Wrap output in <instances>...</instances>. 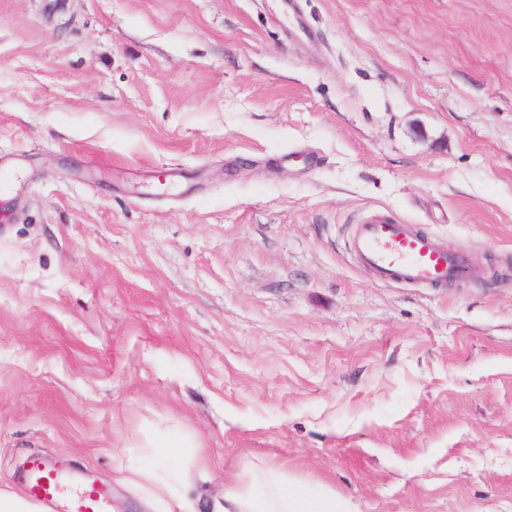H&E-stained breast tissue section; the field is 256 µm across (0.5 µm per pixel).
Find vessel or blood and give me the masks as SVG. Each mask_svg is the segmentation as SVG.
Instances as JSON below:
<instances>
[{
	"instance_id": "b4317fda",
	"label": "vessel or blood",
	"mask_w": 512,
	"mask_h": 512,
	"mask_svg": "<svg viewBox=\"0 0 512 512\" xmlns=\"http://www.w3.org/2000/svg\"><path fill=\"white\" fill-rule=\"evenodd\" d=\"M351 251L358 265L387 283L439 287L468 277L474 266L469 248L451 251L435 236L387 215H374L355 225ZM63 459L33 457L26 492L49 512H106L110 489L83 484L66 475Z\"/></svg>"
}]
</instances>
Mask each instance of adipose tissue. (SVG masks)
I'll use <instances>...</instances> for the list:
<instances>
[{
  "instance_id": "adipose-tissue-1",
  "label": "adipose tissue",
  "mask_w": 512,
  "mask_h": 512,
  "mask_svg": "<svg viewBox=\"0 0 512 512\" xmlns=\"http://www.w3.org/2000/svg\"><path fill=\"white\" fill-rule=\"evenodd\" d=\"M220 512H335V502L329 497H310L280 469L264 465L250 468L236 482L225 485Z\"/></svg>"
}]
</instances>
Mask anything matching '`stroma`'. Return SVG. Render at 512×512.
<instances>
[{
    "label": "stroma",
    "mask_w": 512,
    "mask_h": 512,
    "mask_svg": "<svg viewBox=\"0 0 512 512\" xmlns=\"http://www.w3.org/2000/svg\"><path fill=\"white\" fill-rule=\"evenodd\" d=\"M0 492L183 444L336 512H512V0H0ZM393 216L445 288L349 251ZM350 247L358 265L387 283L445 286L468 277L474 266L468 247L448 251L435 236L387 215L355 224Z\"/></svg>",
    "instance_id": "stroma-1"
}]
</instances>
